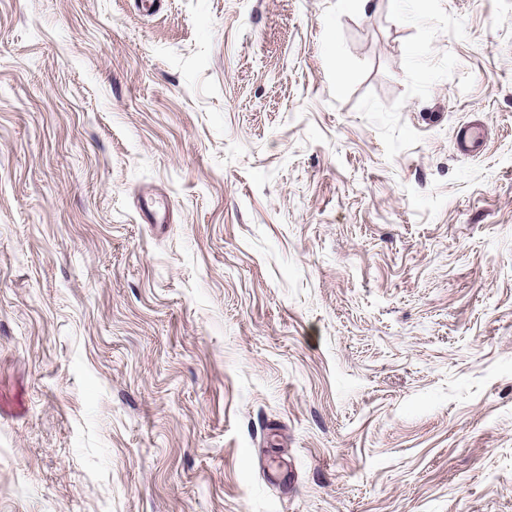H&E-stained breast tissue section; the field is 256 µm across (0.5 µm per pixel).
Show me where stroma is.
I'll list each match as a JSON object with an SVG mask.
<instances>
[{"label":"stroma","mask_w":512,"mask_h":512,"mask_svg":"<svg viewBox=\"0 0 512 512\" xmlns=\"http://www.w3.org/2000/svg\"><path fill=\"white\" fill-rule=\"evenodd\" d=\"M376 2L0 0V512H512V0ZM456 141L459 151L468 155H477L484 147V133L477 124L467 123L458 130Z\"/></svg>","instance_id":"stroma-1"}]
</instances>
